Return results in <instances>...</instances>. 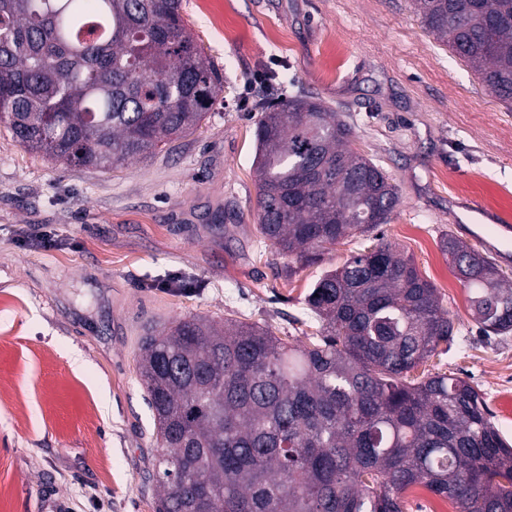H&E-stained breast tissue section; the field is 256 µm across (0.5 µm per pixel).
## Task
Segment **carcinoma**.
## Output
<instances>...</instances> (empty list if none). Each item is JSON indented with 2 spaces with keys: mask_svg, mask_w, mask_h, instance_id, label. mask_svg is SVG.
Returning <instances> with one entry per match:
<instances>
[{
  "mask_svg": "<svg viewBox=\"0 0 512 512\" xmlns=\"http://www.w3.org/2000/svg\"><path fill=\"white\" fill-rule=\"evenodd\" d=\"M431 32L512 102V0H412ZM224 90L181 0H0V115L26 149L109 171L190 135ZM258 231L302 265L344 238L376 244L306 296L295 346L259 322L181 319L142 340L140 379L158 454L154 512H405L421 485L455 512H512V442L478 391L411 371L454 324L437 289L379 227L400 205L390 175L309 95L257 102ZM480 332H512L495 263L442 241Z\"/></svg>",
  "mask_w": 512,
  "mask_h": 512,
  "instance_id": "obj_1",
  "label": "carcinoma"
}]
</instances>
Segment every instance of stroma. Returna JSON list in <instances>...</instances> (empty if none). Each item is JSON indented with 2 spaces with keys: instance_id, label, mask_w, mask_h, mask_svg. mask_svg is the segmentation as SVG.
Listing matches in <instances>:
<instances>
[{
  "instance_id": "35a3bbf8",
  "label": "stroma",
  "mask_w": 512,
  "mask_h": 512,
  "mask_svg": "<svg viewBox=\"0 0 512 512\" xmlns=\"http://www.w3.org/2000/svg\"><path fill=\"white\" fill-rule=\"evenodd\" d=\"M224 74L194 133L109 172L29 151L0 123V512H154L157 453L137 373L145 329L194 315L271 326L302 343L309 285L370 244L344 239L297 266L257 229L253 101L317 95L351 146L398 184L382 231L432 282L458 330L427 370L470 381L512 440V333L483 337L441 250L512 227V103L499 100L411 0H182ZM28 226L51 235L37 250ZM485 249V248H482ZM505 279L512 255L485 249Z\"/></svg>"
}]
</instances>
